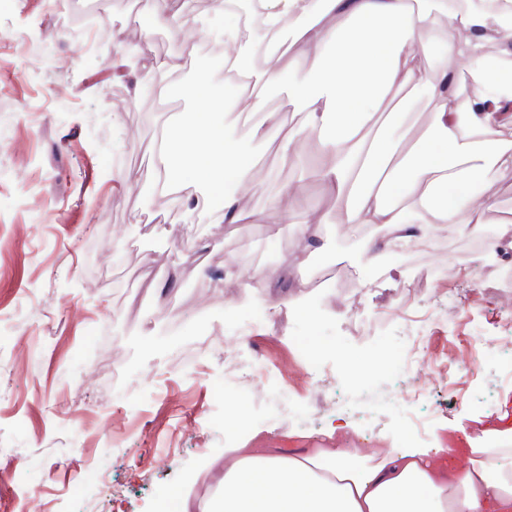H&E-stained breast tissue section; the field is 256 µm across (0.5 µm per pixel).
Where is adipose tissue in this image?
I'll return each instance as SVG.
<instances>
[{"mask_svg": "<svg viewBox=\"0 0 512 512\" xmlns=\"http://www.w3.org/2000/svg\"><path fill=\"white\" fill-rule=\"evenodd\" d=\"M264 34L280 33L285 52L267 65L249 62L256 38L240 40L239 25H224L231 41L224 70L242 90L238 111L262 113L248 139L226 125L223 99L201 85L186 95L199 109L165 124L159 162L164 194L180 181L230 180L234 190L211 212L213 224H264L297 248L311 245L310 227L325 223L319 209L295 222L291 200L300 187L278 190L258 210L246 209L255 176L251 143L274 146L282 164L298 165L297 143L314 140L324 157L317 176L345 211L349 239L374 265L388 253L438 232L470 234L488 206L482 192L493 176L512 170V8L489 11L486 0H256ZM499 44L490 55V44ZM431 58L423 68L422 58ZM471 78L460 90L459 73ZM284 90L302 121L276 135L275 114L263 101ZM421 91L430 121L425 136L408 142L405 115L373 121L395 92ZM374 227L382 238L364 235ZM206 497L180 496V512H512V448L469 445L364 453L346 445L249 448L245 443L207 460Z\"/></svg>", "mask_w": 512, "mask_h": 512, "instance_id": "adipose-tissue-1", "label": "adipose tissue"}]
</instances>
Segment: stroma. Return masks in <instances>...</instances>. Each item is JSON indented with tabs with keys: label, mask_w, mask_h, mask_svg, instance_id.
<instances>
[{
	"label": "stroma",
	"mask_w": 512,
	"mask_h": 512,
	"mask_svg": "<svg viewBox=\"0 0 512 512\" xmlns=\"http://www.w3.org/2000/svg\"><path fill=\"white\" fill-rule=\"evenodd\" d=\"M154 8L155 0H58L52 9L46 0H0V512H26L33 500L44 512H169V497L207 493L196 477L202 457L223 455L225 435L253 411V397L281 387L317 408L305 432L335 421L329 404L340 388L348 432L365 426L376 439L392 438L402 411L398 403L366 402L382 388H423L420 412L439 436L460 437L512 413V384L464 344L473 321L498 332L512 241L485 251L445 238L441 281L425 275L434 256L408 251L359 276L338 227L342 209L308 172L319 161L311 140L298 144L304 170L281 164L274 149L258 150V169L276 170L277 180H257L246 203L257 209L276 185H303L296 214L311 205L332 222L311 228L321 250L296 254L291 240L263 224L213 227L209 214L230 189L224 181L185 183L180 193L196 199L197 212L194 224L180 225L173 197L154 191L164 179L161 117L194 112L183 89L201 77L209 95L226 97L224 58L204 53L200 34L223 18L224 0L182 20V41L163 28L142 36ZM126 49L146 65L180 53L185 67L176 80L137 95L130 81L113 76L112 61ZM116 174L134 189L113 192ZM290 255L295 261L275 300L216 285L226 262L249 273ZM201 265L211 278L199 276ZM334 268L349 281L330 278ZM412 285L414 297L405 293ZM228 302L241 316L262 311L265 328L247 335L228 328ZM434 309L458 323L452 334L433 330L428 353L455 361L459 371L445 378L412 372L394 384L386 357L404 343L405 314ZM95 328L112 346L107 370L129 405L97 397L90 367L76 360ZM301 337L320 348L330 377L308 376ZM74 382L87 391L78 402ZM150 442L171 450L163 472L136 462ZM82 464L124 484L123 501L113 502L97 482L68 497Z\"/></svg>",
	"instance_id": "obj_1"
}]
</instances>
